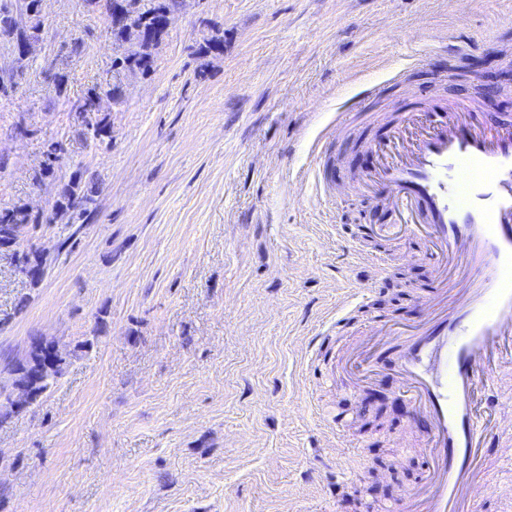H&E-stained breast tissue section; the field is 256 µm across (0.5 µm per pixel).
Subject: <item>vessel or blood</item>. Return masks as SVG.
Returning a JSON list of instances; mask_svg holds the SVG:
<instances>
[{
    "label": "vessel or blood",
    "instance_id": "1",
    "mask_svg": "<svg viewBox=\"0 0 512 512\" xmlns=\"http://www.w3.org/2000/svg\"><path fill=\"white\" fill-rule=\"evenodd\" d=\"M448 111L454 130L430 110L402 114L381 163L354 186L385 204L400 238L423 241L432 269L427 314L405 325L379 321L391 342L357 354V381L395 368L412 409L430 424L424 472L405 512H481L475 486L489 436L512 429V407L492 392L512 364V127H491L468 99ZM496 468L499 499L512 498V446Z\"/></svg>",
    "mask_w": 512,
    "mask_h": 512
}]
</instances>
